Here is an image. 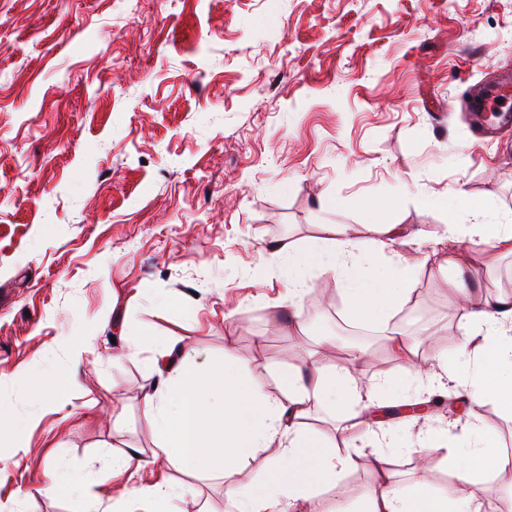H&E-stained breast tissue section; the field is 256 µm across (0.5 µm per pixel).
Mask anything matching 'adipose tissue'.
<instances>
[{
    "instance_id": "1",
    "label": "adipose tissue",
    "mask_w": 512,
    "mask_h": 512,
    "mask_svg": "<svg viewBox=\"0 0 512 512\" xmlns=\"http://www.w3.org/2000/svg\"><path fill=\"white\" fill-rule=\"evenodd\" d=\"M457 210L467 212L470 223L449 220L448 240L476 239L512 254V217L486 221L488 207L459 195ZM382 239L361 249L349 238L345 225H328L326 233L297 247L284 242L277 251L287 259L282 271L288 281V298L297 302L310 267H320L337 280L355 317L384 326L395 358L404 371L433 378L422 365L408 339L390 325L392 309L406 303L412 291L414 267L407 260L388 258L374 267L378 253L395 242V225H384ZM463 311V337L459 352L466 362L448 368L451 381L470 388L474 402L495 401L512 410V378L500 379V370H512V295H489L483 288L458 282L454 288ZM362 348L350 349L344 363L333 368L313 359L305 366L278 369L277 393L265 386L266 364H222L200 370L188 353L184 338L159 344L148 363L156 386L143 398V410L158 438L150 456L129 448L112 461L110 479L136 474L151 461L177 470L193 467L200 474H214L224 481V491L235 512H308L312 497L325 488L338 487L355 458L363 457L373 468L383 458L362 447L358 421L352 420L332 440L311 432L307 420L316 408L342 402L354 407L385 400L388 376H360L356 361ZM456 442L420 444V461L444 453L454 480L445 488L419 482L404 490L382 477L367 498L365 512H480L484 477L507 467V460L492 442V430L479 420H458ZM268 473L269 480L256 488H242L238 476L243 466ZM185 486L170 477L133 487L129 504L140 512H186Z\"/></svg>"
}]
</instances>
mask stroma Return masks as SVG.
<instances>
[{"mask_svg": "<svg viewBox=\"0 0 512 512\" xmlns=\"http://www.w3.org/2000/svg\"><path fill=\"white\" fill-rule=\"evenodd\" d=\"M487 64L512 74V0H0V512H83L79 488L30 489L61 470L104 478L114 455L153 448L145 360L169 338L204 369L302 364L347 301L311 267L305 332L275 326L288 292L271 247L330 224L367 245L373 199L421 260L414 316L392 323L461 362L457 270L426 257L448 251L439 200L462 190L512 213V127L473 145L462 104L495 86ZM459 252L512 294V255ZM124 332L143 352L116 362ZM81 336L93 351L76 366ZM365 348L363 375H394L362 415L396 485L447 486L446 460L424 471L410 448L452 436L457 416L512 449L511 411L419 385L385 332ZM415 404L428 412L383 414Z\"/></svg>", "mask_w": 512, "mask_h": 512, "instance_id": "1", "label": "stroma"}]
</instances>
